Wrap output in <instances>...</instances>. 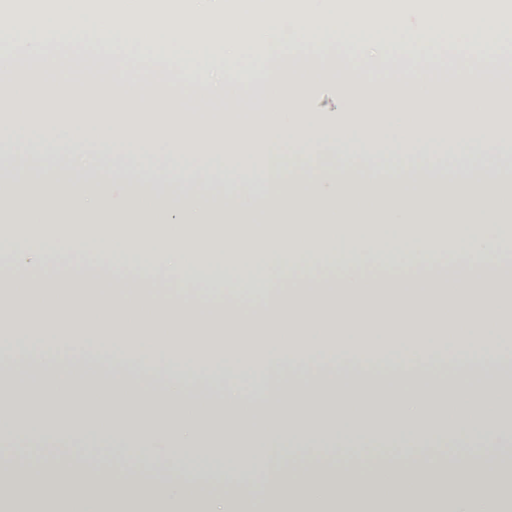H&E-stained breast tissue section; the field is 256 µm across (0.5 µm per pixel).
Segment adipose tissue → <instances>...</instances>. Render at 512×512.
Masks as SVG:
<instances>
[{"mask_svg": "<svg viewBox=\"0 0 512 512\" xmlns=\"http://www.w3.org/2000/svg\"><path fill=\"white\" fill-rule=\"evenodd\" d=\"M453 0H225L222 22L436 24ZM479 147L453 167L403 165L374 156L363 169L289 157L269 136L167 138L177 151L225 160L224 203L192 189L130 203L104 215L106 191L80 172L32 182L0 179V200L30 192L59 200L60 229L30 239L0 237L10 255L0 280V352L88 351L125 364L155 351L164 392L88 387L73 378L42 385L9 381L0 369V436L26 437L19 409L39 400L40 442L76 430L70 451L26 467L0 455V512H512V488L478 461L512 447V388L413 378L442 353L485 364L512 350V166L507 132L447 119L401 122L412 150L422 133ZM453 260L438 264L440 248ZM113 277L136 270L161 281L219 273L223 290L195 296L118 295L74 276L87 257ZM329 283L299 287L317 269ZM376 361L410 375L404 386L358 382L274 391L263 431L227 382L224 404L201 409L182 398L185 378L216 370L268 377L311 362ZM135 449L179 468L175 479L135 469L103 476L80 464L94 448ZM290 448H443L432 464L394 469L410 483L385 490L375 467L329 465L299 474L279 467ZM223 492H215L216 483Z\"/></svg>", "mask_w": 512, "mask_h": 512, "instance_id": "1", "label": "adipose tissue"}]
</instances>
